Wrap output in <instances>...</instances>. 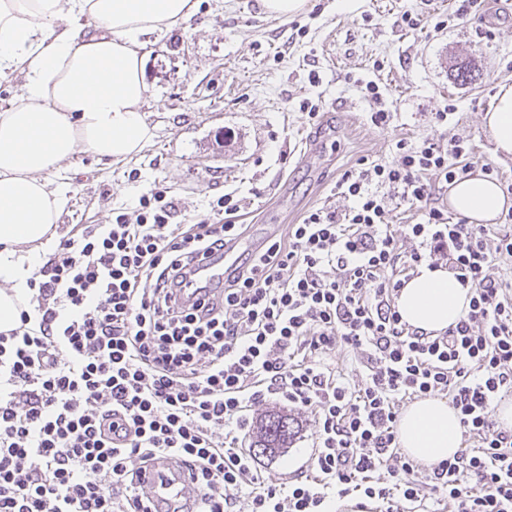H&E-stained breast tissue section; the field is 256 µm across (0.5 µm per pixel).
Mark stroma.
Wrapping results in <instances>:
<instances>
[{
	"instance_id": "1",
	"label": "stroma",
	"mask_w": 512,
	"mask_h": 512,
	"mask_svg": "<svg viewBox=\"0 0 512 512\" xmlns=\"http://www.w3.org/2000/svg\"><path fill=\"white\" fill-rule=\"evenodd\" d=\"M449 9L450 0H353L348 10L338 0H308L301 14L270 17L258 0H198L187 22L151 35L145 49L152 139L120 161L80 152L48 173L50 183L69 186L59 237L77 224L111 223L162 185L176 224L197 222L232 194L247 227L236 254L246 256L311 210L346 209L332 188L360 159L389 158L398 138H441L431 114L448 103L476 166L512 179V159L494 155L483 122L499 85L512 84V0H496L483 21L434 31ZM406 13L421 15L420 27L402 26ZM465 59L476 63L469 84L452 73ZM370 80L395 114L389 130L370 124L372 105L360 89ZM305 101L319 105L318 122L302 111ZM295 418L291 448L259 459L277 483L312 450L311 416Z\"/></svg>"
}]
</instances>
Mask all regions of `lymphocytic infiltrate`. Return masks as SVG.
I'll use <instances>...</instances> for the list:
<instances>
[{
	"mask_svg": "<svg viewBox=\"0 0 512 512\" xmlns=\"http://www.w3.org/2000/svg\"><path fill=\"white\" fill-rule=\"evenodd\" d=\"M456 135L398 139L390 160L337 180L343 212L311 210L226 275L220 300H178L198 258L245 234L232 196L195 224L171 221L167 188L133 212L77 228L29 281L18 327L0 332V512H151L143 474L168 455L195 512H512V209L497 230L449 217L437 187L474 168ZM421 211L397 224L394 207ZM472 290L456 325L430 335L395 298L425 264ZM342 353L359 374L330 364ZM447 398L463 428L452 458L406 456V403ZM311 415L299 475L269 481L243 448L253 407Z\"/></svg>",
	"mask_w": 512,
	"mask_h": 512,
	"instance_id": "obj_1",
	"label": "lymphocytic infiltrate"
}]
</instances>
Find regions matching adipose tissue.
Instances as JSON below:
<instances>
[{"label":"adipose tissue","instance_id":"obj_1","mask_svg":"<svg viewBox=\"0 0 512 512\" xmlns=\"http://www.w3.org/2000/svg\"><path fill=\"white\" fill-rule=\"evenodd\" d=\"M195 10V0H0V76H24L0 111V331L19 325L28 282L57 239L69 186L50 185L47 173L82 151L119 161L152 139L142 113L147 38ZM484 123L495 152L512 156L511 84L500 85ZM448 204L471 223L492 224L512 200L479 172L451 187ZM471 297L447 269L424 265L396 307L410 327L440 333ZM397 438L410 458L434 464L459 450L462 429L447 400L427 397L403 410Z\"/></svg>","mask_w":512,"mask_h":512}]
</instances>
